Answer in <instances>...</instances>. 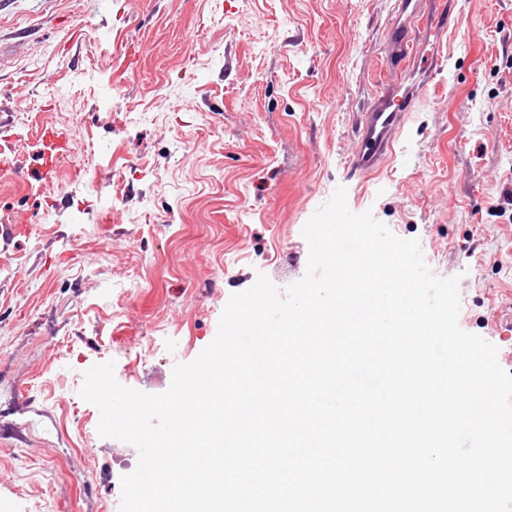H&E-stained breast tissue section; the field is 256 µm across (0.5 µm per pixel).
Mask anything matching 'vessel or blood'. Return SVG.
I'll return each instance as SVG.
<instances>
[{
    "instance_id": "1",
    "label": "vessel or blood",
    "mask_w": 512,
    "mask_h": 512,
    "mask_svg": "<svg viewBox=\"0 0 512 512\" xmlns=\"http://www.w3.org/2000/svg\"><path fill=\"white\" fill-rule=\"evenodd\" d=\"M429 3L428 27L416 26L422 3ZM456 0H395L394 19L385 37V54L395 63L412 61L416 84L391 82L376 92L360 113L355 126L356 148L348 172L361 176L378 170L387 160L411 112L421 101L427 85L442 65L438 56L425 50L430 38H442L456 12Z\"/></svg>"
}]
</instances>
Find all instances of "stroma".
Returning <instances> with one entry per match:
<instances>
[{
	"instance_id": "stroma-1",
	"label": "stroma",
	"mask_w": 512,
	"mask_h": 512,
	"mask_svg": "<svg viewBox=\"0 0 512 512\" xmlns=\"http://www.w3.org/2000/svg\"><path fill=\"white\" fill-rule=\"evenodd\" d=\"M458 2L446 65L358 178L357 113L411 79L383 51L394 0H0V151L32 173L45 128L73 144L52 182L0 174V507L119 512L138 452L99 436L85 371L167 391L233 294L304 276L340 186L459 277L460 328L512 372V0Z\"/></svg>"
}]
</instances>
